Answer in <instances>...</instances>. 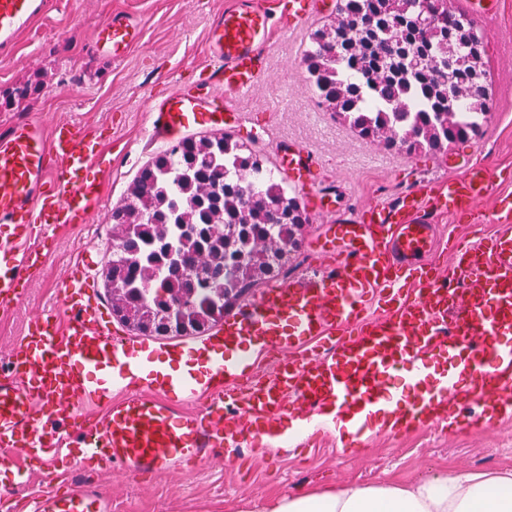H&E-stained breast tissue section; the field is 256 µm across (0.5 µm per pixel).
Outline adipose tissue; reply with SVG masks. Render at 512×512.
Segmentation results:
<instances>
[{"label": "adipose tissue", "mask_w": 512, "mask_h": 512, "mask_svg": "<svg viewBox=\"0 0 512 512\" xmlns=\"http://www.w3.org/2000/svg\"><path fill=\"white\" fill-rule=\"evenodd\" d=\"M272 512H512V474L453 472L409 487L350 486L281 498Z\"/></svg>", "instance_id": "1"}]
</instances>
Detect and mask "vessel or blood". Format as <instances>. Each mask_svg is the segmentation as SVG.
<instances>
[{
  "label": "vessel or blood",
  "instance_id": "1",
  "mask_svg": "<svg viewBox=\"0 0 512 512\" xmlns=\"http://www.w3.org/2000/svg\"><path fill=\"white\" fill-rule=\"evenodd\" d=\"M56 0H0V54L37 26ZM312 0H232L209 26L210 74L204 86L223 90V108L177 90L147 99L149 139L166 142L197 129L231 132L246 121L235 98L252 93L268 73L277 13L288 17V39L301 45L314 18ZM500 0H464L465 13L494 18ZM142 41L141 27L112 14L92 48L119 62ZM278 172L298 184L320 161L296 145L275 144ZM103 154L97 131L71 120L51 127L23 117L0 130V299H18L40 243L57 229L86 223L101 191L89 178ZM493 172L471 164L458 177L421 183L328 227L321 268L272 283L224 316L190 352L203 370L184 364L170 345L165 357L113 332L85 274L72 276L56 312L36 313L28 333L0 361V468L27 484L30 460L46 482L30 492L26 512H112L108 489L70 480L58 467L75 457L85 470L109 469L133 479L165 477L181 468L229 464L225 446L265 442L285 453L308 437L344 430L350 457L375 447L377 435L454 425L489 433L488 403L512 411V194L498 197L492 233L481 241L447 244L438 219L474 214L492 194ZM447 254L436 263L438 254ZM278 355L274 376L256 369ZM461 357L457 371L426 387L434 356ZM407 394L409 420L400 429L370 418ZM201 401L195 411L187 403ZM92 404L99 415L80 417ZM296 424L283 428L288 407ZM472 407L459 415L461 407ZM78 419L63 426L60 409Z\"/></svg>",
  "mask_w": 512,
  "mask_h": 512
}]
</instances>
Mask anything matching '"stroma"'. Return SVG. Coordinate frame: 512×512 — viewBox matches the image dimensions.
Wrapping results in <instances>:
<instances>
[{
    "instance_id": "35a3bbf8",
    "label": "stroma",
    "mask_w": 512,
    "mask_h": 512,
    "mask_svg": "<svg viewBox=\"0 0 512 512\" xmlns=\"http://www.w3.org/2000/svg\"><path fill=\"white\" fill-rule=\"evenodd\" d=\"M227 0H61L35 32L22 36L10 56L0 57V96L21 83L41 80L40 93L20 103L0 99V129L29 115L51 125L68 119L93 126L108 163L93 167L103 202L88 223L57 232L43 249L42 263L25 277L23 300L0 321V336L20 339L33 312L58 306L59 289L92 255L90 282L106 298L102 275L111 243L101 225L111 223L112 207L140 168L151 159L142 148L151 118L147 96H166L173 85L190 88L207 75L204 34L211 16ZM124 12L143 28L141 45L124 61L92 52L91 41L113 12ZM512 0H503L489 34L488 61L493 115L483 132L465 148L450 147L449 169L430 156H409L362 139L337 118L316 119L318 100L305 78L302 56L279 28L270 47L266 79L249 97L238 100L252 121L236 137L287 139L318 153L316 181L335 185L331 206L355 211L382 197L404 191L419 180L461 175L463 155L485 164L512 184ZM455 470L512 473V420L494 434L467 430L458 434L428 432L380 440L367 455L343 456L335 441L318 439L314 448L286 457L266 449L260 468L226 466L178 469L161 479L132 480L100 470L93 480L112 494V512H253L254 504L273 505L300 491H337L350 485L389 483L408 488Z\"/></svg>"
}]
</instances>
